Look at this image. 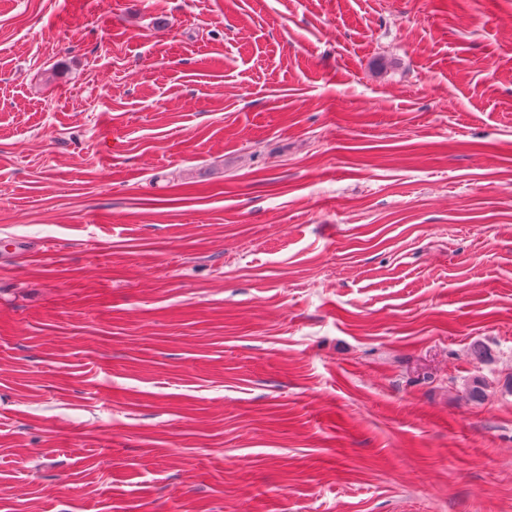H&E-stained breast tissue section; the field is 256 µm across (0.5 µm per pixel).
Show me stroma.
I'll return each mask as SVG.
<instances>
[{
	"label": "stroma",
	"mask_w": 512,
	"mask_h": 512,
	"mask_svg": "<svg viewBox=\"0 0 512 512\" xmlns=\"http://www.w3.org/2000/svg\"><path fill=\"white\" fill-rule=\"evenodd\" d=\"M14 238L0 512H512V0H0Z\"/></svg>",
	"instance_id": "obj_1"
}]
</instances>
